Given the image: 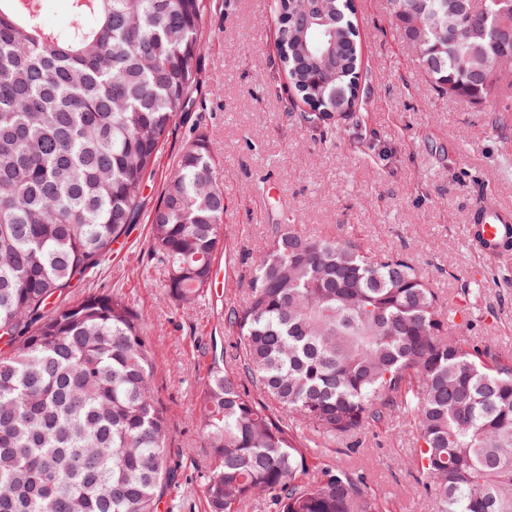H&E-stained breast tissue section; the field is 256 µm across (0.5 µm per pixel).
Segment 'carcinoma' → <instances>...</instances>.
<instances>
[{"mask_svg": "<svg viewBox=\"0 0 512 512\" xmlns=\"http://www.w3.org/2000/svg\"><path fill=\"white\" fill-rule=\"evenodd\" d=\"M0 0V512H159L168 422L152 343L119 294L60 303L96 269L140 200L195 80L206 0ZM279 60L319 129L356 113L354 0H276ZM512 0H475L448 50L419 63L436 90L477 94L512 54ZM483 106L508 125L499 93ZM224 191L207 138L182 149L149 216L168 295L200 298L224 245ZM236 367L212 354L201 394L208 512H387L324 440L403 409L436 512H512V359L451 337L453 310L400 254L278 224L227 309ZM42 21L48 28L62 29L66 27L70 21L67 0H45Z\"/></svg>", "mask_w": 512, "mask_h": 512, "instance_id": "carcinoma-1", "label": "carcinoma"}]
</instances>
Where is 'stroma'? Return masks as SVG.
<instances>
[{
	"label": "stroma",
	"mask_w": 512,
	"mask_h": 512,
	"mask_svg": "<svg viewBox=\"0 0 512 512\" xmlns=\"http://www.w3.org/2000/svg\"><path fill=\"white\" fill-rule=\"evenodd\" d=\"M356 6L363 124L339 116L323 134L295 119L304 104L281 70L271 0H208L192 103L177 115L144 188L143 216L70 294L74 302L122 295L145 320L155 396L169 426L171 479L161 512H206L210 451L199 398L208 351L220 340L232 354L224 310L245 298L251 259L283 219L310 236L356 235L378 257L404 255L447 304L469 310L456 339L512 358V256L481 260L470 238L475 202L512 209V128H496L466 98L437 93L392 24L387 0ZM197 133L211 144L224 190L228 246L215 257L205 296L182 304L164 286L146 215ZM415 446L416 431L399 410L317 452L359 473L391 512H435L412 465Z\"/></svg>",
	"instance_id": "35a3bbf8"
}]
</instances>
